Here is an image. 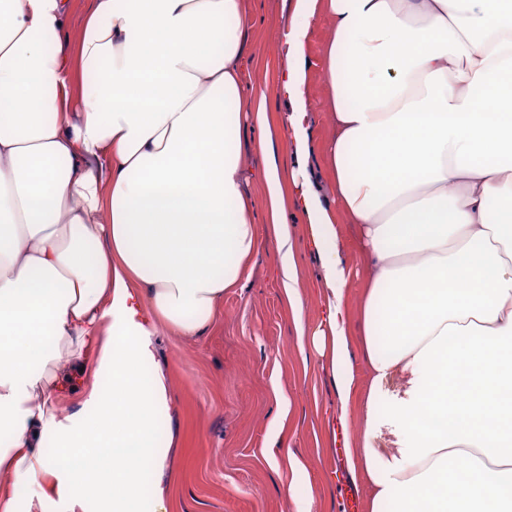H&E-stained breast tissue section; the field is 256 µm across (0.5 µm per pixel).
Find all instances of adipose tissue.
Masks as SVG:
<instances>
[{
  "label": "adipose tissue",
  "mask_w": 512,
  "mask_h": 512,
  "mask_svg": "<svg viewBox=\"0 0 512 512\" xmlns=\"http://www.w3.org/2000/svg\"><path fill=\"white\" fill-rule=\"evenodd\" d=\"M321 13L336 205L289 183L264 135L261 229L229 146L269 127L267 93L243 80L247 0H89L73 45L71 0H0V512H170L156 328L207 332L266 235L302 322L290 204L324 258L311 343L343 398L367 387L347 460L370 512H512V0H295V56ZM77 67L95 82L73 98ZM340 218L377 264L364 382ZM75 360L92 382L65 415L50 390ZM393 382L403 396L384 397ZM391 420L405 432L378 451Z\"/></svg>",
  "instance_id": "ef3b65f1"
}]
</instances>
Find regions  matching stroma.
I'll use <instances>...</instances> for the list:
<instances>
[{"instance_id": "1", "label": "stroma", "mask_w": 512, "mask_h": 512, "mask_svg": "<svg viewBox=\"0 0 512 512\" xmlns=\"http://www.w3.org/2000/svg\"><path fill=\"white\" fill-rule=\"evenodd\" d=\"M255 18L251 62L245 77L269 90L271 120L304 107L308 147L288 153L283 132L273 134L277 151L287 152L288 165L328 206L336 197L324 157L334 132L324 107L328 72L323 61L334 34L330 17L319 15L308 31L303 61L304 104L282 93L279 80L287 68L286 39L291 31L294 0H249ZM259 129L242 130L234 146L255 198L253 219L265 220L261 161L253 146ZM286 220L299 252V294L304 319L316 324L322 310V259L307 247L306 217L288 210ZM337 231L343 256L352 271L345 297L348 330L358 335L362 302L370 271L359 247L357 225ZM280 257L264 243L244 287L224 295L212 329L187 339L158 327L153 338L156 367L167 375L178 407L171 418H159L158 451L167 453L171 512H295L286 496L289 480L299 491H311L314 512H368L366 491L353 482L340 453L346 440L362 436L360 395L342 405L337 381L326 359L300 336L282 288ZM302 460L306 471L292 476L289 457Z\"/></svg>"}]
</instances>
